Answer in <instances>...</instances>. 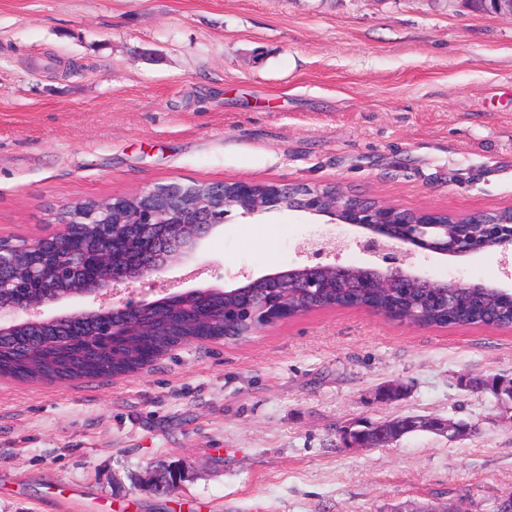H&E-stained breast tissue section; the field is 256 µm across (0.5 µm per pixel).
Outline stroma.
<instances>
[{
    "mask_svg": "<svg viewBox=\"0 0 512 512\" xmlns=\"http://www.w3.org/2000/svg\"><path fill=\"white\" fill-rule=\"evenodd\" d=\"M339 185L411 212L512 206V17L468 0H0V238L59 231L74 202L170 184ZM331 228L230 210L180 290L288 268ZM496 284V256L417 257ZM512 329L308 313L173 347L118 377H0V512H391L512 494ZM472 379L483 388L469 387ZM400 384L402 399L375 392ZM464 422L345 448L360 419ZM179 468L169 496L158 474Z\"/></svg>",
    "mask_w": 512,
    "mask_h": 512,
    "instance_id": "stroma-1",
    "label": "stroma"
}]
</instances>
